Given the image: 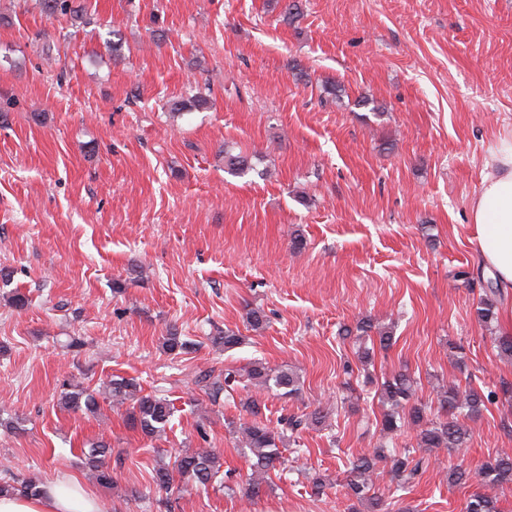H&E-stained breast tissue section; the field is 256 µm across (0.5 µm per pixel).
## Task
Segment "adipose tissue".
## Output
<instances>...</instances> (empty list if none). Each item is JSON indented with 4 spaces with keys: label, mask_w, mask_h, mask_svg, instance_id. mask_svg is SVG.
<instances>
[{
    "label": "adipose tissue",
    "mask_w": 512,
    "mask_h": 512,
    "mask_svg": "<svg viewBox=\"0 0 512 512\" xmlns=\"http://www.w3.org/2000/svg\"><path fill=\"white\" fill-rule=\"evenodd\" d=\"M494 168L482 179L470 208V242L479 264L504 293H512V135L491 144ZM0 512H101L78 486L44 482L38 495L0 494Z\"/></svg>",
    "instance_id": "1"
}]
</instances>
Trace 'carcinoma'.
Segmentation results:
<instances>
[{
  "mask_svg": "<svg viewBox=\"0 0 512 512\" xmlns=\"http://www.w3.org/2000/svg\"><path fill=\"white\" fill-rule=\"evenodd\" d=\"M41 12L48 18L58 15L74 19L82 18L89 8L88 0H38ZM107 41L112 56L121 57L124 41L120 27L109 26ZM210 104L208 96L196 95L172 104V115L180 116L185 111L205 109ZM224 166L233 175H243L251 170L248 157L242 153L234 154L224 149ZM500 288L492 279L479 281L478 300L475 308L476 320L480 326L491 330L498 322ZM356 340L370 337V332L377 333L379 348L390 349L395 343L393 329L388 326H377L367 317L356 324ZM353 330L345 328L340 336L346 339L352 336ZM163 348L170 354L179 355L189 352L193 343L184 339L178 329H168L162 342ZM300 376L291 368L272 370L261 364H254L243 371L224 370V386H212L210 395L216 396L221 391H233L240 387L244 390L252 388L266 391H277L279 395L292 398L300 392ZM112 405L122 407L127 402L132 406L126 409L125 423L137 429L146 437H157L166 433L167 426L173 416V407L163 397L144 394L132 379L116 377L107 385ZM493 393L485 394L471 385L461 387L455 382L442 384L437 391V407L415 400V381L404 370L393 373L381 382L379 401L383 406L381 418L376 425L381 427L385 436H393L405 430L415 432L417 448L433 450L446 448L457 453L468 446L471 440L470 429L459 421V418L476 420L487 409L492 401ZM63 406L69 410L95 414L98 401L94 393L81 391L65 395ZM245 412L253 420L242 422L237 426L240 434V448L252 458L251 467L256 472L268 473L282 465L281 447L290 444L299 446L300 432L314 423L323 421L328 409L316 408L310 413L293 414L280 419L274 428L260 419L261 402L248 398L242 403ZM108 447L104 444L89 449L86 457L88 467L95 473L96 480L101 483L112 482V471L105 465L104 459ZM389 460L388 474L403 484L419 476L425 464L424 458L413 456L408 448L395 447L379 449L360 454L348 461L345 470L347 497L356 499L367 505L368 512H381L382 501L376 489V471L378 462ZM222 463L220 457L208 448H199L191 453L175 457L174 464H159L154 468L153 483L159 489L170 491L173 488L174 475H179L185 482L198 486H207L220 473ZM475 483L479 492L467 501L465 512H501L497 491L512 486V452L500 450L496 456L484 462L480 467L470 470L460 465L448 469V483L461 485ZM42 481L36 477L14 478L11 483L0 484L3 491H18L24 495H36L40 491Z\"/></svg>",
  "mask_w": 512,
  "mask_h": 512,
  "instance_id": "obj_1",
  "label": "carcinoma"
}]
</instances>
